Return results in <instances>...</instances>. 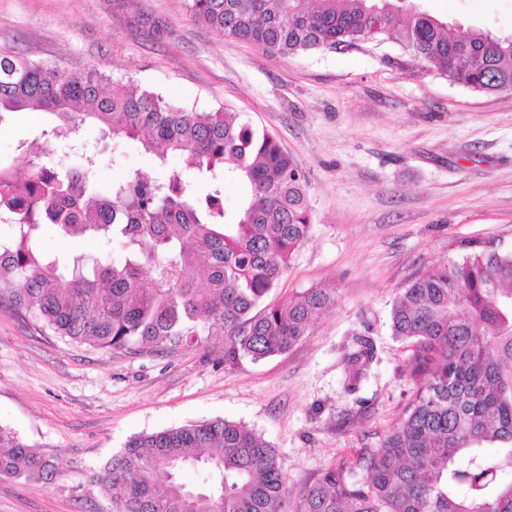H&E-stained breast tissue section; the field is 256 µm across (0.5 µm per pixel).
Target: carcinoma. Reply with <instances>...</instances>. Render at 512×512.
<instances>
[{
	"label": "carcinoma",
	"mask_w": 512,
	"mask_h": 512,
	"mask_svg": "<svg viewBox=\"0 0 512 512\" xmlns=\"http://www.w3.org/2000/svg\"><path fill=\"white\" fill-rule=\"evenodd\" d=\"M195 19L272 56L336 50L373 34L393 39L424 68L484 94L512 90V39L457 35L402 0H191ZM16 112L51 116L20 143L24 175L0 166V308L42 331L97 349H174L224 337V365L287 352L335 301L311 288L285 307L264 304L311 229L303 168L270 133L230 112H183L155 92L107 84L102 68L70 71L0 51V123ZM100 138L138 142L155 161L102 191L99 155L74 167L51 145ZM177 154L183 166H167ZM209 185L196 191L186 174ZM247 186L237 222L221 186ZM91 237L98 250L48 258L40 229ZM123 256L114 257L112 245ZM392 336L413 347L417 385L400 424L376 448L333 464L306 492L302 512H512V248H467L425 269L395 298ZM375 360L356 340L354 391ZM495 444L489 452L486 446ZM189 466L202 484L179 479ZM51 464L0 426V476L49 475ZM112 512H290L276 449L243 423L214 419L132 437L94 481Z\"/></svg>",
	"instance_id": "carcinoma-1"
}]
</instances>
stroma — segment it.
Wrapping results in <instances>:
<instances>
[{
    "label": "stroma",
    "instance_id": "stroma-1",
    "mask_svg": "<svg viewBox=\"0 0 512 512\" xmlns=\"http://www.w3.org/2000/svg\"><path fill=\"white\" fill-rule=\"evenodd\" d=\"M457 33L512 34V0H419ZM62 68L104 66L112 81L160 93L186 112L236 113L272 133L308 180L311 231L266 298L310 288L334 304L287 353L224 364V339L175 351H103L42 334L0 310V425L46 457L53 479L0 477V512H112L92 484L130 437L226 419L277 450L293 512L339 460L397 427L416 386L410 344L390 309L424 269L462 245L512 248V94H482L426 71L395 42L277 57L195 21L188 0H0V47ZM42 115L0 123V163ZM110 185L153 166L133 140L110 142ZM376 351L346 388L356 337Z\"/></svg>",
    "mask_w": 512,
    "mask_h": 512
}]
</instances>
